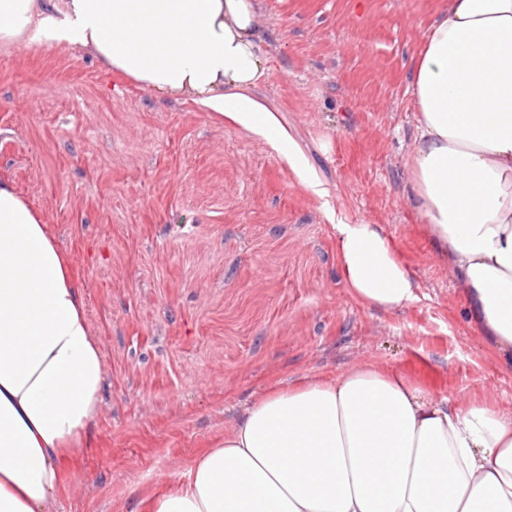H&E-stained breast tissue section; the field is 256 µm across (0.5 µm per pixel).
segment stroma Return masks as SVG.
Returning a JSON list of instances; mask_svg holds the SVG:
<instances>
[{"mask_svg":"<svg viewBox=\"0 0 512 512\" xmlns=\"http://www.w3.org/2000/svg\"><path fill=\"white\" fill-rule=\"evenodd\" d=\"M445 0H259L274 68L256 94L315 175L188 100L79 52L0 46V174L49 224L107 362L100 414L58 512H128L265 390L364 362L438 395L512 407V363L466 322L410 193L413 59ZM379 225L420 288L367 307L336 227Z\"/></svg>","mask_w":512,"mask_h":512,"instance_id":"35a3bbf8","label":"stroma"}]
</instances>
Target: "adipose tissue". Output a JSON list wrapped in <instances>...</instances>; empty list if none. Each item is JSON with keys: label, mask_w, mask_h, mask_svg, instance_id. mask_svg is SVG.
<instances>
[{"label": "adipose tissue", "mask_w": 512, "mask_h": 512, "mask_svg": "<svg viewBox=\"0 0 512 512\" xmlns=\"http://www.w3.org/2000/svg\"><path fill=\"white\" fill-rule=\"evenodd\" d=\"M257 0H0V46L70 47L189 99L326 190L254 94L272 66ZM411 184L468 322L512 353V0H448L411 79ZM350 294L394 311L417 280L378 225L336 227ZM107 363L41 212L0 175V512H56L101 411ZM129 512H512V410L438 397L371 363L262 394L182 478Z\"/></svg>", "instance_id": "adipose-tissue-1"}]
</instances>
